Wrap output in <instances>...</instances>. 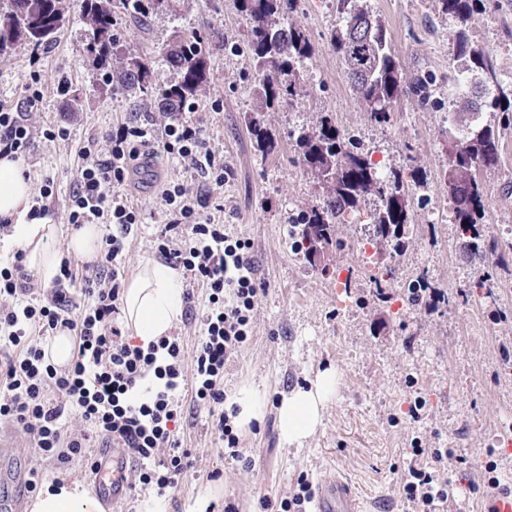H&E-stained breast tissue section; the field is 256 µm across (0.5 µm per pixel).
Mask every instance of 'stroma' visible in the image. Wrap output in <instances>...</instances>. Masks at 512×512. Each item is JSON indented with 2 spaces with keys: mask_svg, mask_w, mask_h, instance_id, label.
Wrapping results in <instances>:
<instances>
[{
  "mask_svg": "<svg viewBox=\"0 0 512 512\" xmlns=\"http://www.w3.org/2000/svg\"><path fill=\"white\" fill-rule=\"evenodd\" d=\"M358 2L385 23L405 78L420 71L436 78L440 107L404 96L389 124L371 122L329 43L338 24L336 0H305L292 20L305 28L315 54L302 73V93L264 115L277 142L264 159L247 129L256 108L249 93L250 67L242 54L227 51L249 27L236 0H182L178 14L158 12L143 20L114 13L118 54L148 58L160 85L178 79L165 59L174 34L212 27L223 32L226 48L209 57L210 79L191 118L208 147L224 158V186L211 202L223 205L225 223L250 239L256 276L266 286L255 303L251 335L224 365L225 395L248 387L261 406L255 425L243 426L240 433L247 459L225 454L208 408H193L180 431L185 446L197 451L194 467L173 496L158 499L160 512H188L201 497L208 512H224L228 501L239 512H263V499L292 494L303 473L316 484L333 476L348 479L366 512H411L401 475L414 460L409 450L415 446L448 451L441 469L454 496L444 512H483L491 478L512 486V447L503 440L512 432V110L478 116L479 123L498 129L501 142L499 164L479 172L485 188L483 233L498 246L483 263L472 264L458 241L443 179L446 105L455 99L448 71L456 32L465 28L473 46L492 55L501 83L512 87V0H483L462 26L440 12L438 0ZM61 4L68 22L54 43L36 53L22 44L0 57V106L27 116L32 139L22 165L34 184L54 183L49 215L61 226L54 243L60 250L72 232L66 206L85 154L106 153L105 135L115 122L151 116L159 132L167 122L131 90L101 81L85 49L79 0ZM31 90L39 95L32 107L26 103ZM74 96L81 107L71 113L67 105ZM324 115L340 132L365 131L380 167L415 168L426 177L435 202L410 207L401 255L385 248L362 266L357 234L370 222V200L336 225L339 246L324 260L309 263L294 248L292 220L318 202L322 190L298 162L292 134L314 128ZM58 125L67 127V137L48 136ZM168 180L193 189L199 184L169 160L141 170L126 185L141 213L126 256L128 274L156 257L154 238L165 223L160 187ZM389 266L394 272L388 276ZM351 270L358 273V287H338ZM408 271L427 273L447 294L448 304L431 312L404 300L400 284ZM378 273L384 276L382 301L371 280ZM324 372L334 373L337 383L321 425L302 446L284 444L278 418L282 398L309 388ZM413 403L420 406L415 419L408 414ZM0 441L13 447L12 458L0 464L4 468L24 464L47 481L89 477L80 460L61 466L39 456L28 435L12 424L0 422ZM414 461L423 465L427 459Z\"/></svg>",
  "mask_w": 512,
  "mask_h": 512,
  "instance_id": "stroma-1",
  "label": "stroma"
}]
</instances>
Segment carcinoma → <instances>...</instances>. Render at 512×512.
<instances>
[{
    "instance_id": "obj_1",
    "label": "carcinoma",
    "mask_w": 512,
    "mask_h": 512,
    "mask_svg": "<svg viewBox=\"0 0 512 512\" xmlns=\"http://www.w3.org/2000/svg\"><path fill=\"white\" fill-rule=\"evenodd\" d=\"M250 20V28L237 52L252 64L251 86L257 101L256 116L249 131L254 149L266 157L274 152L275 140L265 127L262 113L278 109L302 91L299 74L313 49L300 25L291 22L296 0H236ZM442 13L466 22L481 0H439ZM86 22V50L95 56L104 82L118 83L140 97L157 102L160 112L170 114L197 100L208 80L207 57L224 49V39L213 33L176 35L166 47V60L180 74V79L166 86L152 81L149 61L145 58L114 56L116 39L112 33V0H80ZM119 8L137 18L156 11L175 14L178 0H119ZM340 25L330 33V43L343 61L347 76L358 98L365 103L370 120L384 125L402 96H412L425 106L439 107L429 74H417L405 81L398 57L391 48L385 24L357 0H336ZM66 20L61 0H9L0 12V55L19 43L38 52L51 45ZM458 68L448 73V82L457 85L460 95L468 97L477 89L471 74L480 75V86L496 95L486 97L481 106L501 108L500 96L506 95L498 80L492 56L474 48L465 30L457 36ZM448 136L456 140L457 156H448V189L455 213L458 234L464 249L474 254L495 252L496 245L485 241L480 224L485 218L484 189L475 175L466 170L493 168L500 161L499 136L490 126L478 123L448 125ZM298 159L317 178L334 173L335 179L321 184L322 200L293 219L294 235L305 258L314 263L325 257L334 241V226L343 215L357 208L369 197H376L373 212L374 238L378 246H390L398 255L408 231L409 192L404 185V171H390L381 176L371 158L360 151L359 143L340 134L331 117L324 115L313 129L301 128L294 134ZM408 299L437 307L448 302L433 290L426 274L421 273L408 286Z\"/></svg>"
}]
</instances>
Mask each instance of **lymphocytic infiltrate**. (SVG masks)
I'll list each match as a JSON object with an SVG mask.
<instances>
[{"mask_svg":"<svg viewBox=\"0 0 512 512\" xmlns=\"http://www.w3.org/2000/svg\"><path fill=\"white\" fill-rule=\"evenodd\" d=\"M154 133L151 122H122L108 135L105 157L84 162L68 205L74 227H103L99 261L75 273L62 258L60 273L47 299L38 298L22 264L0 267V420L20 427L40 453L67 464L85 457L92 441L102 438L140 463L135 480L142 488L165 494L189 470L196 451L183 447L175 433L187 404L210 406L224 401V364L248 339L255 300L264 286L255 276L249 239L227 232L210 210L209 184H222L224 166L208 148L200 128L179 116L164 127L162 149L184 169L201 174L204 187L190 189L171 181L161 198L168 221L155 250L184 272L182 292L194 307L195 289L207 292L201 315L202 337L195 346L182 337L165 336L143 347L131 343L114 323L125 281V256L140 213L118 185L128 181L130 163ZM32 132L23 113L0 107V152L25 156ZM82 280L90 305L76 310L67 286ZM76 336L77 349L64 368L46 357L45 346L57 331ZM190 401H183V390ZM80 415L87 428L65 432L69 414ZM167 456H159V449ZM432 462L411 465L401 477L408 504L417 512H439L450 483L439 467L444 448L431 449Z\"/></svg>","mask_w":512,"mask_h":512,"instance_id":"f902f5d3","label":"lymphocytic infiltrate"}]
</instances>
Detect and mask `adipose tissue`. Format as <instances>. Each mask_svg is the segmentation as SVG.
I'll use <instances>...</instances> for the list:
<instances>
[{
    "label": "adipose tissue",
    "mask_w": 512,
    "mask_h": 512,
    "mask_svg": "<svg viewBox=\"0 0 512 512\" xmlns=\"http://www.w3.org/2000/svg\"><path fill=\"white\" fill-rule=\"evenodd\" d=\"M33 186L19 161L0 154V215L15 222L5 247H20L25 264L43 284L59 272V255L52 243L57 227L51 220L27 221ZM121 310L132 337L142 344L169 335L182 315V283L178 271L151 261L142 265L125 286ZM336 388L332 373L321 374L313 386L284 397L279 407L280 436L289 445L302 444L322 422V409ZM30 512H103L99 501L81 481L46 484L33 499Z\"/></svg>",
    "instance_id": "obj_1"
}]
</instances>
